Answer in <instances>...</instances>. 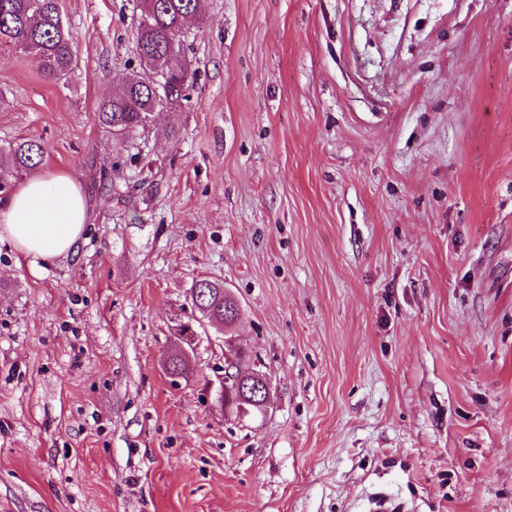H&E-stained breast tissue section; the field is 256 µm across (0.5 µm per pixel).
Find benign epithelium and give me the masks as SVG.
<instances>
[{
	"mask_svg": "<svg viewBox=\"0 0 512 512\" xmlns=\"http://www.w3.org/2000/svg\"><path fill=\"white\" fill-rule=\"evenodd\" d=\"M270 383L265 375L256 371L249 378H243L239 367V358L232 357L225 361L224 377L218 392V401L224 412L234 411L241 415L253 407L261 412L269 408Z\"/></svg>",
	"mask_w": 512,
	"mask_h": 512,
	"instance_id": "obj_1",
	"label": "benign epithelium"
}]
</instances>
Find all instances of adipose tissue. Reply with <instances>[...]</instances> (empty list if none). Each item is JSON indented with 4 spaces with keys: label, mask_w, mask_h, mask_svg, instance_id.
<instances>
[{
    "label": "adipose tissue",
    "mask_w": 512,
    "mask_h": 512,
    "mask_svg": "<svg viewBox=\"0 0 512 512\" xmlns=\"http://www.w3.org/2000/svg\"><path fill=\"white\" fill-rule=\"evenodd\" d=\"M86 218V201L65 174L29 178L0 203V233L34 267L75 252Z\"/></svg>",
    "instance_id": "1"
}]
</instances>
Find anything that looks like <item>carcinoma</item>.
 <instances>
[{
	"mask_svg": "<svg viewBox=\"0 0 512 512\" xmlns=\"http://www.w3.org/2000/svg\"><path fill=\"white\" fill-rule=\"evenodd\" d=\"M200 0H140L144 22L135 33L141 71L112 90L98 105L99 123L112 136L127 142L146 129L159 108L187 100L194 82L182 55L187 22L200 15ZM59 0H0V57L15 52L36 56L46 76L67 81L77 64V45L69 26L60 25ZM45 148L23 138L0 145V195L8 196L16 184L43 161ZM195 285L205 291L206 322L225 318L237 303L224 298V286L208 279Z\"/></svg>",
	"mask_w": 512,
	"mask_h": 512,
	"instance_id": "obj_1",
	"label": "carcinoma"
}]
</instances>
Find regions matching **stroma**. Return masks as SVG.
Instances as JSON below:
<instances>
[{
    "instance_id": "1",
    "label": "stroma",
    "mask_w": 512,
    "mask_h": 512,
    "mask_svg": "<svg viewBox=\"0 0 512 512\" xmlns=\"http://www.w3.org/2000/svg\"><path fill=\"white\" fill-rule=\"evenodd\" d=\"M61 8L68 84L0 59V145L89 213L39 269L0 242V512H512V0H202L132 151L139 0ZM205 278L239 316L170 376ZM228 335L264 417L215 400Z\"/></svg>"
}]
</instances>
